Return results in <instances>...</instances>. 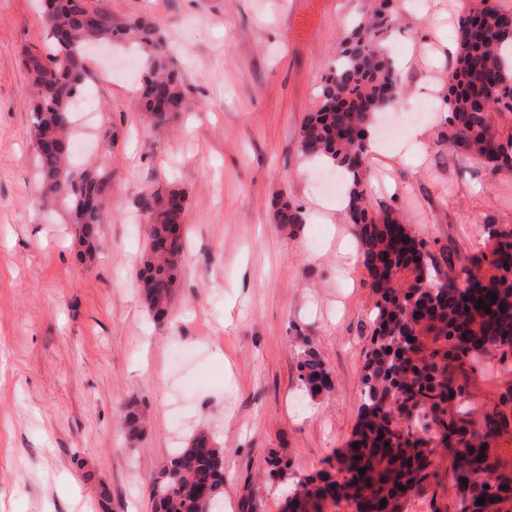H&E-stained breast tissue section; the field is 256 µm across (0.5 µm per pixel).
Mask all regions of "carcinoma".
<instances>
[{"label":"carcinoma","mask_w":512,"mask_h":512,"mask_svg":"<svg viewBox=\"0 0 512 512\" xmlns=\"http://www.w3.org/2000/svg\"><path fill=\"white\" fill-rule=\"evenodd\" d=\"M43 19L44 48H30L23 58L37 174L45 202L69 204L84 246L80 259L91 261L110 202L108 184L96 171L70 167L71 144L61 126V116L72 112L85 89L86 45L102 40L142 49L147 71L137 94L154 125L172 121L187 100L165 38L151 20L117 25L100 0H52ZM399 25L387 0L365 7L337 47L319 106L299 132L303 157L348 176L346 215L376 301L354 430L321 470L287 487V506L291 512H324L331 501L345 503L349 512H402L404 503L438 478L433 457L443 449L456 512H512V462L493 452L504 436L512 444V389L479 418L469 408L470 377L486 359H495L502 372L512 371V230L484 225V249L468 265L451 254L439 259L405 216L393 209L373 211L363 186L367 135L375 134L400 89L396 62L386 63L387 33ZM456 62L439 145L494 170L512 169V11L494 0H476L458 18ZM138 204L147 218L138 288L159 318L171 307L187 244L185 199L177 189L157 190ZM276 223L299 229L305 224L303 207L278 203ZM296 335L303 343L298 371L306 393L331 392L324 360L301 330ZM121 422L130 440L139 438L143 418L136 410L127 409ZM265 464L272 482L290 469L288 456L275 450ZM150 496L153 512H211L224 498V450L198 434L171 455Z\"/></svg>","instance_id":"obj_1"}]
</instances>
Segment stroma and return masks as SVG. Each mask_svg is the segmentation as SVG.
I'll return each instance as SVG.
<instances>
[{"label":"stroma","instance_id":"1","mask_svg":"<svg viewBox=\"0 0 512 512\" xmlns=\"http://www.w3.org/2000/svg\"><path fill=\"white\" fill-rule=\"evenodd\" d=\"M368 0H103L112 20L151 19L171 44L190 107L153 126L133 93L139 62L87 61L96 110L75 118L72 160L108 179L97 259L81 264L62 204L44 207L30 136L25 49L46 38L40 0H0V512H152L153 479L197 432L225 457L224 512L257 487L259 512L282 501L255 476L270 450L293 474L320 470L349 439L374 297L351 262L357 242L343 196L325 198L298 148L326 63ZM403 17L387 49L400 97L432 110L377 143L363 161L373 209H397L434 254L468 257L482 227L512 229V170L493 171L438 146L457 17L473 0H391ZM423 134L420 149L409 135ZM185 195L188 242L164 322L137 287L147 241L137 200L157 187ZM286 198L318 207L298 231L274 220ZM303 330L330 369V393L298 377ZM512 387L485 361L470 385L482 412ZM147 420L138 441L119 424ZM424 497L453 499L447 454Z\"/></svg>","mask_w":512,"mask_h":512}]
</instances>
